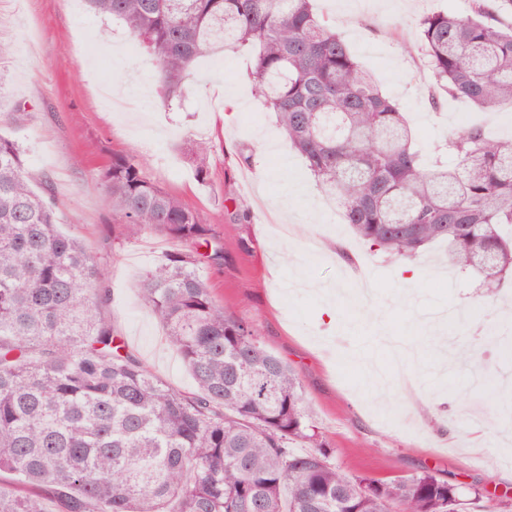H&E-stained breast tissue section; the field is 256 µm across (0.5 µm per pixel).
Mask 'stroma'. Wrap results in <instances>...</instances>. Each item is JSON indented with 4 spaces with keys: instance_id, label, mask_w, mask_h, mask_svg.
I'll use <instances>...</instances> for the list:
<instances>
[{
    "instance_id": "1",
    "label": "stroma",
    "mask_w": 512,
    "mask_h": 512,
    "mask_svg": "<svg viewBox=\"0 0 512 512\" xmlns=\"http://www.w3.org/2000/svg\"><path fill=\"white\" fill-rule=\"evenodd\" d=\"M360 64L409 112L421 144L445 138L468 118L494 137L512 136V106L491 112L438 95L415 47L416 18L471 0H315ZM0 112L28 119L0 127L26 150L34 190L51 186L58 229L78 238L108 277L104 311L150 370L191 393L195 382L142 306L135 281L171 249L160 234L116 238L98 178L113 156L137 154L165 190L198 210L224 244V263L205 266L215 300L251 323L263 346L301 377L313 418L336 462L352 475L397 478L424 469L482 491L467 512H512V482L501 454L512 453V424L489 408L492 393L512 395V353L481 347L479 364L495 389L455 366L461 338L479 322L512 323L500 290L449 269L432 245L401 263L358 240L316 187L245 78L242 53L200 58L182 112L159 102L150 60L123 25L94 14L85 0H0ZM213 147L209 178L198 181L179 146ZM336 318L328 320L326 307ZM425 329L440 339L410 367L390 341Z\"/></svg>"
}]
</instances>
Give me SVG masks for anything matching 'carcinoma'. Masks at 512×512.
Returning <instances> with one entry per match:
<instances>
[{
	"label": "carcinoma",
	"instance_id": "cac0c4a2",
	"mask_svg": "<svg viewBox=\"0 0 512 512\" xmlns=\"http://www.w3.org/2000/svg\"><path fill=\"white\" fill-rule=\"evenodd\" d=\"M313 2L87 0L154 61L171 112L198 56L247 53L255 94L356 236L397 261L445 241L449 263L502 287L512 276V138L472 123L425 164L406 113ZM471 2L470 17L421 16L418 48L442 94L485 109L512 103V25L495 23L512 0ZM211 151L193 148L202 181ZM23 155L0 136V472L12 475L0 512H44L26 486L46 487L60 512H462L480 498L430 471L373 479L336 464L299 375L200 275L223 264V243L137 155H115L99 173L113 228L176 245L138 291L196 391L160 379L112 327L104 270L57 230L55 198L32 188Z\"/></svg>",
	"mask_w": 512,
	"mask_h": 512
}]
</instances>
